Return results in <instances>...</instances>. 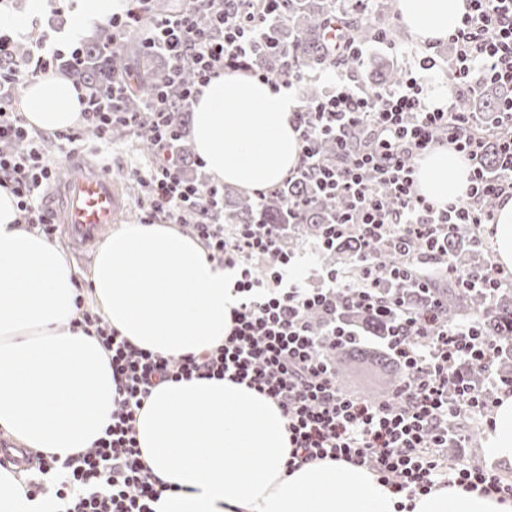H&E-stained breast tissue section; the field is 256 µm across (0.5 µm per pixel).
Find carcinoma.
I'll return each instance as SVG.
<instances>
[{"instance_id":"carcinoma-1","label":"carcinoma","mask_w":512,"mask_h":512,"mask_svg":"<svg viewBox=\"0 0 512 512\" xmlns=\"http://www.w3.org/2000/svg\"><path fill=\"white\" fill-rule=\"evenodd\" d=\"M333 8V0H287L285 18L266 25L264 41L290 49L297 67L305 71L317 65H328L320 33L322 27L332 19L339 22L348 37L361 44L374 40V31L363 18L349 13L336 18ZM109 38L110 31L106 26L94 41L85 44L82 62L78 64L69 60L65 67L75 78L93 90L106 88L114 81L129 83L130 96L126 100V107L139 111L147 104L146 94L163 87L171 70L168 57L161 50L149 54L142 51L135 36L127 43L125 56L117 57L107 49ZM251 62L271 75L277 76L282 70L281 60L267 51L263 44L255 48ZM507 97L509 90L486 84L477 94L459 101V109L463 112L486 114L482 135L486 141L484 160L490 169L494 168L500 139L499 129L493 123V118ZM312 195L314 189L306 181L284 184L269 191L260 205L251 198H232L226 193L224 223L287 224L293 220L297 223L295 229L299 233L315 235L321 230V224L340 209L342 202L339 199L317 200L301 217L292 219V214L288 211L289 200ZM445 249L452 257L464 250L473 255H479L483 251L469 226L459 227L455 234L448 237ZM356 251L355 240L344 237L336 241V255L350 261L345 272V276L350 279H360L364 275L362 267L351 263ZM378 256L384 258L388 264L406 262L414 272L425 276L431 285L430 293L443 301L444 315L448 322H455L464 314H483L479 321L482 333L496 339L501 345L502 355L512 358V295L506 289L501 288L492 296L485 297L460 288L453 280L436 275L440 256L433 257L422 250L410 257H403L391 244L384 242L378 246Z\"/></svg>"}]
</instances>
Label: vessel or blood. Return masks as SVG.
I'll return each instance as SVG.
<instances>
[{
    "label": "vessel or blood",
    "mask_w": 512,
    "mask_h": 512,
    "mask_svg": "<svg viewBox=\"0 0 512 512\" xmlns=\"http://www.w3.org/2000/svg\"><path fill=\"white\" fill-rule=\"evenodd\" d=\"M59 221L74 244L91 248L112 231L125 201L118 183L97 164L75 166L58 188Z\"/></svg>",
    "instance_id": "1"
}]
</instances>
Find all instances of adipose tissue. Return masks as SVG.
Here are the masks:
<instances>
[{
  "instance_id": "ef3b65f1",
  "label": "adipose tissue",
  "mask_w": 512,
  "mask_h": 512,
  "mask_svg": "<svg viewBox=\"0 0 512 512\" xmlns=\"http://www.w3.org/2000/svg\"><path fill=\"white\" fill-rule=\"evenodd\" d=\"M468 0H396L420 45L447 41ZM28 123L52 134L76 125L74 86L46 76L26 86ZM297 102L241 72L212 78L193 103L196 154L217 182L250 193L299 165ZM418 191L435 204L463 196L469 167L442 145L417 163ZM488 232L494 259L512 268V195L502 196ZM236 269L172 224H128L100 246L90 272L108 324L137 347L199 354L224 342L237 305ZM74 271L59 248L20 224L0 187V427L26 447L61 457L91 447L111 422L116 385L94 337L72 328ZM142 458L165 491L157 512H512V499L437 486L407 499L364 467L329 459L286 472L280 407L230 380L192 379L154 389L137 415ZM489 461L512 468V395L499 397L485 436ZM0 469V512H50Z\"/></svg>"
}]
</instances>
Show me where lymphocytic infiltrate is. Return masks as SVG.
Returning <instances> with one entry per match:
<instances>
[{"mask_svg":"<svg viewBox=\"0 0 512 512\" xmlns=\"http://www.w3.org/2000/svg\"><path fill=\"white\" fill-rule=\"evenodd\" d=\"M149 2L128 0L125 11L112 16L110 48L119 52L134 29L146 48L166 50L172 67L191 65L196 80L183 91L189 103L211 78L248 69L265 24L279 16V0H213L210 24L218 29L212 32L189 11L145 22ZM468 2L460 27L448 38L452 91L444 105H429L424 98L418 73L436 66L426 55L402 82L371 93L352 85L348 74L324 68L323 95L294 114L301 141L296 180H312L323 195L345 202L316 245L324 251L356 234L357 259L366 270L357 282L332 267L320 286L301 287L290 276L294 255L281 246V225L244 224L225 231L214 219L223 207V187L181 177L178 132L165 92L152 93L150 110L142 113L121 110L122 85L99 94L82 91V121L101 140H110L113 125L134 131L152 123L155 162L132 172L149 190L147 201L138 205L140 221L190 225L211 259L241 265L235 283L241 301L232 310L233 327L223 345L167 357L135 346L99 311L76 299L72 327L95 336L112 368L111 422L92 447L65 460L38 455L37 473L25 482L28 494L49 496L55 512H155L164 488L141 458L139 411L160 383L226 378L281 407L288 469L345 460L376 472L394 493L410 497L454 483L512 498V479L491 468L449 463L446 454L448 445L463 442L460 421L490 420L499 394L512 393V380L495 375L499 346L480 333L476 319L444 320L437 298L417 313L405 308L401 298L391 296L392 284L422 291L425 282L407 266L374 259L383 240L404 251L441 250L459 225L493 223L483 199L512 193V134L499 144L495 169H487L485 143L473 131L477 118L458 108L461 96L484 83L512 85V0ZM13 43L11 35L0 33V58L11 62L0 69V144L21 141L28 148L0 151V186L16 198L20 223L52 240L57 226L44 191L55 182V168L44 158L43 135L26 122L10 90L47 73L62 53L81 58L82 44L73 42L64 52L42 41L38 56L15 62ZM323 139L334 141L335 159L319 155ZM444 143L469 161L470 185L464 196L438 206L417 193L415 172L418 160ZM259 261L266 264L260 273ZM341 307L389 317L387 336L377 342L361 336L338 315ZM349 348L394 373L387 395L367 397L338 383L329 353Z\"/></svg>","mask_w":512,"mask_h":512,"instance_id":"f902f5d3","label":"lymphocytic infiltrate"}]
</instances>
